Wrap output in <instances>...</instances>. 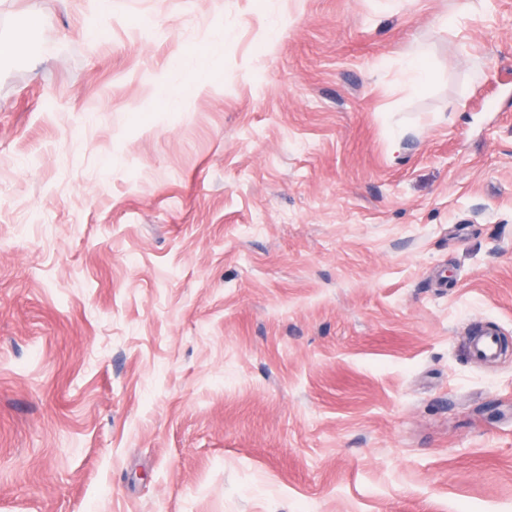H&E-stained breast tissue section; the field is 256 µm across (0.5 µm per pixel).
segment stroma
<instances>
[{
	"label": "stroma",
	"mask_w": 512,
	"mask_h": 512,
	"mask_svg": "<svg viewBox=\"0 0 512 512\" xmlns=\"http://www.w3.org/2000/svg\"><path fill=\"white\" fill-rule=\"evenodd\" d=\"M1 40L0 512H512V0ZM498 349L496 334L490 330L470 341L469 344L470 356L482 362L494 361L497 358Z\"/></svg>",
	"instance_id": "obj_1"
}]
</instances>
